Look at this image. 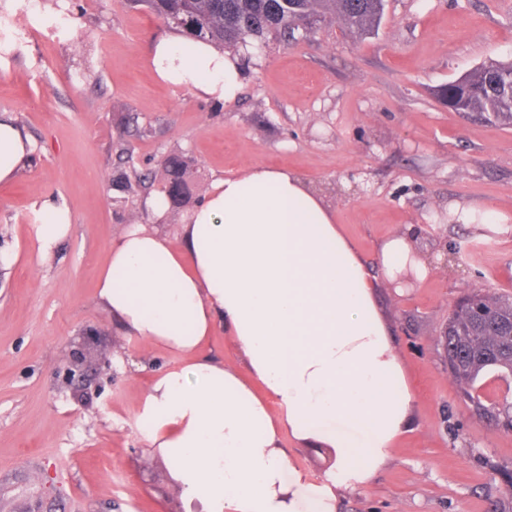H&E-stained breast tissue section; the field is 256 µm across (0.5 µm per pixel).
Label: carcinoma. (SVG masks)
Masks as SVG:
<instances>
[{
	"label": "carcinoma",
	"mask_w": 512,
	"mask_h": 512,
	"mask_svg": "<svg viewBox=\"0 0 512 512\" xmlns=\"http://www.w3.org/2000/svg\"><path fill=\"white\" fill-rule=\"evenodd\" d=\"M179 32L215 45L247 44V40H288L300 27L310 29L320 20L337 17L351 33H375L384 17L386 0H133ZM440 102L462 101L464 109L488 119L512 124V63L488 62L460 77L456 85L436 91ZM194 160L170 154L162 162L170 206L179 208L192 198L189 178ZM145 180L132 183L127 172L113 173L110 189L118 196L132 194ZM444 360L456 382L461 401L476 415L504 428H512V402H496L480 392L488 372L512 378V297L482 291L469 293L456 304L443 333Z\"/></svg>",
	"instance_id": "obj_1"
}]
</instances>
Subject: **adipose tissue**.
Listing matches in <instances>:
<instances>
[{
    "mask_svg": "<svg viewBox=\"0 0 512 512\" xmlns=\"http://www.w3.org/2000/svg\"><path fill=\"white\" fill-rule=\"evenodd\" d=\"M148 63L163 81L216 102L242 87L238 55L180 34L156 40ZM34 149L0 118V182ZM45 203L40 254L71 231ZM415 226L384 240L385 275L430 269ZM364 259L312 181L254 165L212 181L177 239L126 225L98 276V299L118 331L176 356L158 373L137 427L168 465L184 512H336L341 491L367 484L409 432L414 394L375 301ZM224 327L236 364L197 357ZM332 449L325 483L294 468L283 436Z\"/></svg>",
    "mask_w": 512,
    "mask_h": 512,
    "instance_id": "adipose-tissue-1",
    "label": "adipose tissue"
}]
</instances>
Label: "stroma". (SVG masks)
<instances>
[{
    "label": "stroma",
    "instance_id": "1",
    "mask_svg": "<svg viewBox=\"0 0 512 512\" xmlns=\"http://www.w3.org/2000/svg\"><path fill=\"white\" fill-rule=\"evenodd\" d=\"M170 28L128 0H0V115L36 149L0 182V512H182L180 491L136 430L154 373L176 358L119 333L96 300L113 234L136 223L177 238L144 192L123 205L116 167L161 177V160L195 161L194 199L219 176L262 163L320 185L336 222L377 279L376 301L413 386V425L337 512H487L512 469V432L471 414L443 362L456 300L512 295V126L448 110L436 89L490 60L512 59V0H387L377 34L336 20L288 41L237 45L242 89L214 104L148 64ZM72 216L49 256L36 247L41 205ZM478 206L508 216L457 221ZM422 225L432 267L413 285L384 277L379 244ZM84 353L69 381L65 358ZM296 469L324 480L331 449L284 437Z\"/></svg>",
    "mask_w": 512,
    "mask_h": 512
}]
</instances>
